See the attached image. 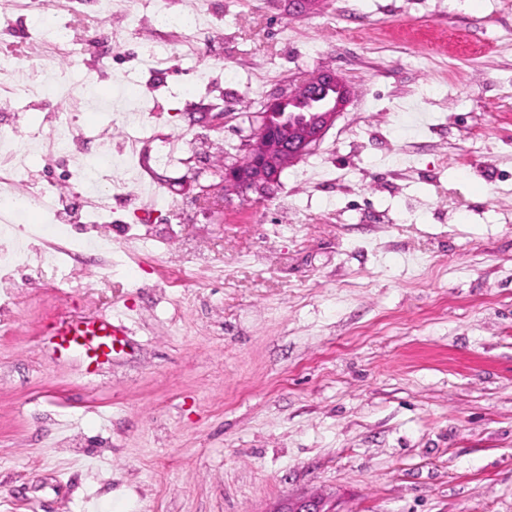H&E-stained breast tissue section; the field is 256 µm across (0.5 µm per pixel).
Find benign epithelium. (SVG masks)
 Returning <instances> with one entry per match:
<instances>
[{"mask_svg":"<svg viewBox=\"0 0 512 512\" xmlns=\"http://www.w3.org/2000/svg\"><path fill=\"white\" fill-rule=\"evenodd\" d=\"M336 103L314 114L311 120L288 123V101L307 97L309 85L327 83L326 74L317 70L291 93L265 104L257 128L241 139L239 160L224 167L222 191L245 195L253 192L263 197L275 186L281 174L310 154L335 123L348 99V87L335 76ZM298 512H325L324 502L316 496L294 499Z\"/></svg>","mask_w":512,"mask_h":512,"instance_id":"obj_1","label":"benign epithelium"}]
</instances>
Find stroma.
<instances>
[{
    "instance_id": "35a3bbf8",
    "label": "stroma",
    "mask_w": 512,
    "mask_h": 512,
    "mask_svg": "<svg viewBox=\"0 0 512 512\" xmlns=\"http://www.w3.org/2000/svg\"><path fill=\"white\" fill-rule=\"evenodd\" d=\"M10 2L0 132L74 113L88 155L136 121L145 143L94 231L120 268L65 280L35 240L0 277V512H512V0H82L107 20L68 58L25 55ZM326 66L350 95L319 146L268 198L201 208L251 116ZM36 69L57 97L11 93ZM62 171L35 154L14 182L83 214ZM95 313L128 336L91 376L51 333Z\"/></svg>"
}]
</instances>
